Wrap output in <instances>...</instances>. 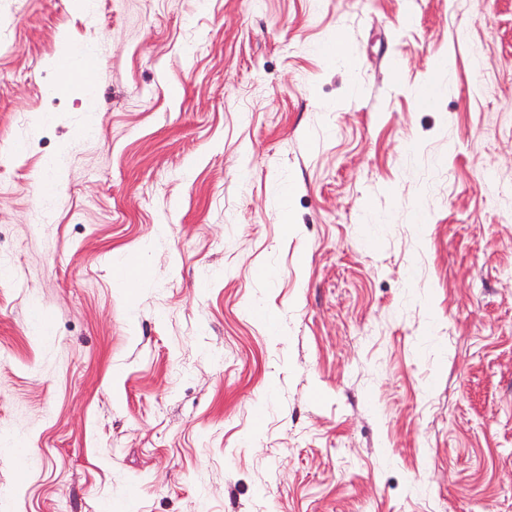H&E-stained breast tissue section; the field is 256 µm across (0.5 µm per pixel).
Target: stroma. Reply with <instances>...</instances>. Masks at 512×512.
Returning a JSON list of instances; mask_svg holds the SVG:
<instances>
[{
  "label": "stroma",
  "instance_id": "35a3bbf8",
  "mask_svg": "<svg viewBox=\"0 0 512 512\" xmlns=\"http://www.w3.org/2000/svg\"><path fill=\"white\" fill-rule=\"evenodd\" d=\"M0 512H512V0H0Z\"/></svg>",
  "mask_w": 512,
  "mask_h": 512
}]
</instances>
